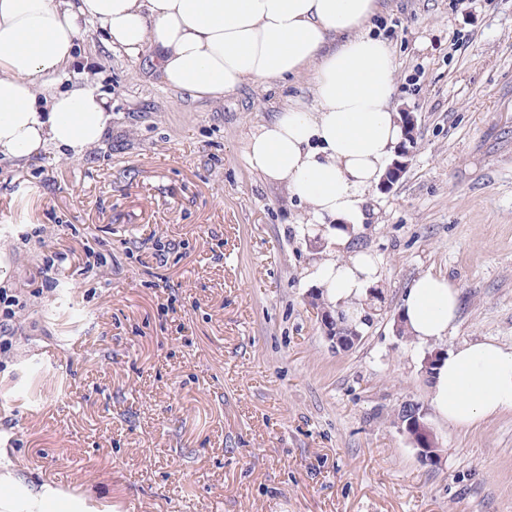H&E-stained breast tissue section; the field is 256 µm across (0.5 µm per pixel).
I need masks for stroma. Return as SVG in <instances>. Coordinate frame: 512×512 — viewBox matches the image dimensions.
Segmentation results:
<instances>
[{
  "label": "stroma",
  "instance_id": "35a3bbf8",
  "mask_svg": "<svg viewBox=\"0 0 512 512\" xmlns=\"http://www.w3.org/2000/svg\"><path fill=\"white\" fill-rule=\"evenodd\" d=\"M409 166L341 242L246 161L308 79L181 97L144 53L88 34L62 85L112 127L79 158L0 162V289H40L0 353V512H512V412L462 432L433 405L427 353L512 346V0H383ZM68 253L41 290L46 257ZM369 253L381 300L339 351L318 268ZM449 280L447 336L396 333L420 276ZM418 402L441 459L395 412ZM404 404L413 405L414 409L405 423L403 419L398 420L399 430L407 434L422 462L436 464L440 459V453L437 451L439 442L433 428L425 420V413L422 410L419 411V405L416 402L406 401Z\"/></svg>",
  "mask_w": 512,
  "mask_h": 512
}]
</instances>
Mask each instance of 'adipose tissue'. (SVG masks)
<instances>
[{
  "mask_svg": "<svg viewBox=\"0 0 512 512\" xmlns=\"http://www.w3.org/2000/svg\"><path fill=\"white\" fill-rule=\"evenodd\" d=\"M380 0H0V159L55 148L97 147L112 114L87 85L56 89L89 28L128 58L152 50L156 70L193 99H222L252 82L311 76V100H291L248 139L249 167L313 207L329 235L363 223L366 193L402 138L392 107L395 59L372 36ZM376 274L360 253L325 265L332 303L360 298ZM458 291L430 274L408 289L403 319L419 341L442 338L458 317ZM433 403L468 430L512 411V346L491 341L449 352L433 378Z\"/></svg>",
  "mask_w": 512,
  "mask_h": 512,
  "instance_id": "obj_1",
  "label": "adipose tissue"
}]
</instances>
